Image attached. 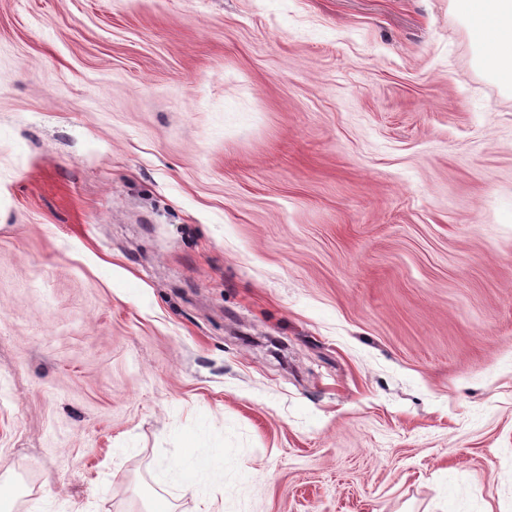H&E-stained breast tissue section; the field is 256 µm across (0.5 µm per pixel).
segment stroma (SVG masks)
Here are the masks:
<instances>
[{
	"label": "stroma",
	"mask_w": 512,
	"mask_h": 512,
	"mask_svg": "<svg viewBox=\"0 0 512 512\" xmlns=\"http://www.w3.org/2000/svg\"><path fill=\"white\" fill-rule=\"evenodd\" d=\"M0 487L512 512V88L452 0H0Z\"/></svg>",
	"instance_id": "35a3bbf8"
}]
</instances>
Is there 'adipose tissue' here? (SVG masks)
<instances>
[{
	"label": "adipose tissue",
	"mask_w": 512,
	"mask_h": 512,
	"mask_svg": "<svg viewBox=\"0 0 512 512\" xmlns=\"http://www.w3.org/2000/svg\"><path fill=\"white\" fill-rule=\"evenodd\" d=\"M480 46L481 66L512 84V0H453Z\"/></svg>",
	"instance_id": "1"
}]
</instances>
